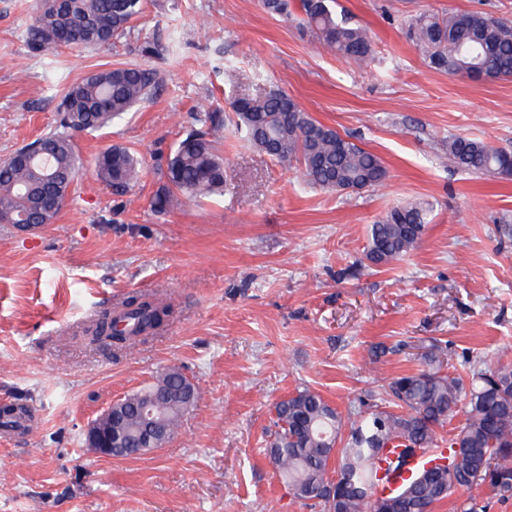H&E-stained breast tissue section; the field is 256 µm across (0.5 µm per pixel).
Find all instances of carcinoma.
<instances>
[{
    "mask_svg": "<svg viewBox=\"0 0 512 512\" xmlns=\"http://www.w3.org/2000/svg\"><path fill=\"white\" fill-rule=\"evenodd\" d=\"M334 0H300L307 25L327 51L357 63L373 55L367 29L336 13ZM144 0H40L28 30V43L43 53L72 46L110 48L141 16ZM409 38L428 66L451 76L512 78V24L483 12L421 14L409 24ZM157 72L147 66H116L87 74L64 94L62 130L47 133L0 160V223L24 210L35 224L53 223L79 173L71 133L94 131L152 97ZM237 128L254 149L277 162H296L304 180L323 190L372 187L387 170L367 151L303 111L279 91L233 104ZM196 129L166 158L164 185L152 199L168 213L181 198L224 188V159L213 132L224 125L219 112H195ZM448 158L459 168L482 174L512 175V154L463 136L448 138ZM97 177L116 192L135 187L142 163L127 148L114 145L96 160ZM428 224L419 205L397 206L370 226L365 258L385 265L413 251ZM170 307L148 295L132 296L102 312L86 329L90 340L113 337L126 343L158 329ZM427 369L389 383L394 408H376L353 421L318 392L296 391L275 405L276 430L268 456L295 498L321 512H432L459 489L488 485L499 496L512 495V366L470 368L471 384L444 374L435 359ZM467 399L465 421L451 439L448 456L418 472L391 493H377L383 477L401 472L409 448L435 447L436 428L444 425L460 398ZM197 401L192 382L180 368L168 367L153 381L119 401L109 428L112 455H143L163 446ZM151 410L160 421L146 422Z\"/></svg>",
    "mask_w": 512,
    "mask_h": 512,
    "instance_id": "carcinoma-1",
    "label": "carcinoma"
}]
</instances>
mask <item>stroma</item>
I'll list each match as a JSON object with an SVG mask.
<instances>
[{
	"label": "stroma",
	"mask_w": 512,
	"mask_h": 512,
	"mask_svg": "<svg viewBox=\"0 0 512 512\" xmlns=\"http://www.w3.org/2000/svg\"><path fill=\"white\" fill-rule=\"evenodd\" d=\"M37 7L0 0V158L56 131L67 87L93 70L145 65L159 86L75 135L81 176L54 223L0 224V408L35 414L0 425V512H311L265 454L278 401L307 387L353 420L424 353L453 376L512 364V177L466 173L443 151L465 136L512 153V78L430 68L405 27L442 11L512 20V0H336L372 36L364 65L325 51L296 5L147 0L112 48L57 56L26 46ZM147 42L158 54L143 56ZM270 88L380 156L383 185L324 191L250 147L232 104ZM212 111L226 119L223 193L155 213L160 164L191 113ZM116 144L144 165L123 194L95 171ZM409 203L429 209L418 247L369 264L371 224ZM136 293L171 305L157 335L119 351L85 338ZM169 366L198 399L165 447L128 459L87 448L88 423Z\"/></svg>",
	"instance_id": "obj_1"
}]
</instances>
